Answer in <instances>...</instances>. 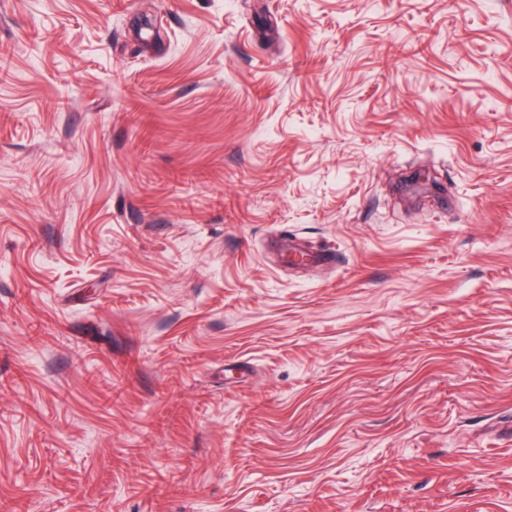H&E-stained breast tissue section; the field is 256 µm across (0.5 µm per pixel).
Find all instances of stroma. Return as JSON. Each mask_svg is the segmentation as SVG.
<instances>
[{
	"mask_svg": "<svg viewBox=\"0 0 512 512\" xmlns=\"http://www.w3.org/2000/svg\"><path fill=\"white\" fill-rule=\"evenodd\" d=\"M511 426L512 0H0V512H512Z\"/></svg>",
	"mask_w": 512,
	"mask_h": 512,
	"instance_id": "35a3bbf8",
	"label": "stroma"
}]
</instances>
